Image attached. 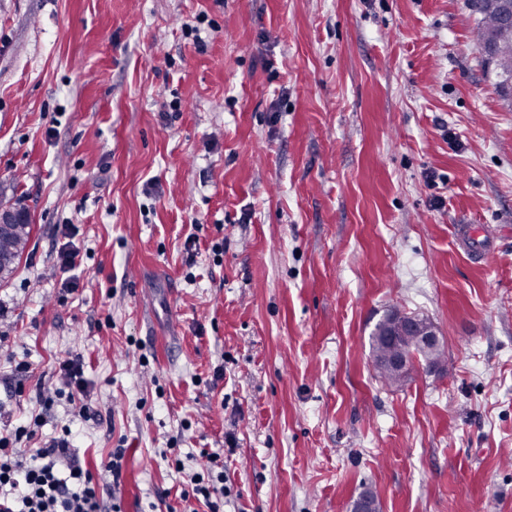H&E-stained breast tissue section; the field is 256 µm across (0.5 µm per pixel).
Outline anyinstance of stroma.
Masks as SVG:
<instances>
[{
  "label": "stroma",
  "instance_id": "obj_1",
  "mask_svg": "<svg viewBox=\"0 0 512 512\" xmlns=\"http://www.w3.org/2000/svg\"><path fill=\"white\" fill-rule=\"evenodd\" d=\"M474 28L466 0H0L14 424L74 351L101 419L62 399L42 432L92 471L125 448L121 512H177L203 448L224 512H512V106ZM394 308L447 371L375 378ZM27 219L28 214L23 210L10 208L0 209V277H2L3 273L9 269L14 256V252L7 251L2 246L4 244L6 245L12 243L19 233L21 227L26 224L24 230V244L19 249L16 260L20 258L24 248L26 247L28 237L31 232V219L29 217L28 223ZM61 236L68 241L60 244L56 252L57 264L60 269H74L81 265L80 248L72 239L75 236V229L72 224H62Z\"/></svg>",
  "mask_w": 512,
  "mask_h": 512
}]
</instances>
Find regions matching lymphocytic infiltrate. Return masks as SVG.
I'll use <instances>...</instances> for the list:
<instances>
[{
    "label": "lymphocytic infiltrate",
    "mask_w": 512,
    "mask_h": 512,
    "mask_svg": "<svg viewBox=\"0 0 512 512\" xmlns=\"http://www.w3.org/2000/svg\"><path fill=\"white\" fill-rule=\"evenodd\" d=\"M55 378L54 384L40 387L39 410L28 424L0 429V512H117L113 497L120 485L124 449H113L96 476L82 468L67 436L33 443L60 398L75 406L80 421L97 418L86 402L88 381L80 354L60 358ZM208 459L209 468L191 475L181 498L202 503L208 512H222L231 489L218 469V454H209Z\"/></svg>",
    "instance_id": "1"
}]
</instances>
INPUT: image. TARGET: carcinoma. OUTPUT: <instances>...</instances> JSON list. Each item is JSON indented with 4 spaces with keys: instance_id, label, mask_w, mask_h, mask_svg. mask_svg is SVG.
Here are the masks:
<instances>
[{
    "instance_id": "cac0c4a2",
    "label": "carcinoma",
    "mask_w": 512,
    "mask_h": 512,
    "mask_svg": "<svg viewBox=\"0 0 512 512\" xmlns=\"http://www.w3.org/2000/svg\"><path fill=\"white\" fill-rule=\"evenodd\" d=\"M467 6L476 19L474 40L477 47L486 51L485 62L494 66L500 78L499 86L506 92L512 88V27L503 24L502 0H467ZM389 349L391 345L384 340V320L381 319L370 337L369 358L376 359L372 367L382 385L398 389L405 384L406 379L379 362L381 355ZM401 350L408 358L424 367L436 364L442 370L447 362L442 347L430 351L415 342L405 341L401 344Z\"/></svg>"
}]
</instances>
